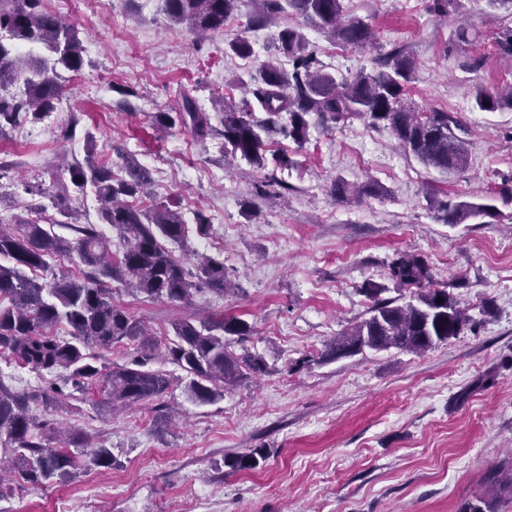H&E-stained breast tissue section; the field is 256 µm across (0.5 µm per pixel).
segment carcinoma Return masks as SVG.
I'll list each match as a JSON object with an SVG mask.
<instances>
[{"instance_id":"obj_1","label":"carcinoma","mask_w":512,"mask_h":512,"mask_svg":"<svg viewBox=\"0 0 512 512\" xmlns=\"http://www.w3.org/2000/svg\"><path fill=\"white\" fill-rule=\"evenodd\" d=\"M237 0H163L165 15L186 24L197 34L224 27ZM259 14L252 23L291 10L317 27L331 40L363 49L375 42L372 27L362 19L343 18L342 0H256ZM42 49L23 51L26 46ZM496 46L512 60V23L500 28ZM275 55L250 79L252 100L236 105L219 98L224 130V151L234 159L266 167L264 138L277 134L303 145L308 140L310 118L329 128L354 119L371 126H388L399 144L425 166L442 172L467 163L462 126L450 113L420 112L406 99L413 79L414 61L399 47L378 55L369 71L336 77L319 65L308 51L305 35L297 28L279 32ZM288 58L283 67L279 56ZM84 66V47L75 25L42 9V0H0V91L19 85L20 93L0 94V136L20 119L39 122L55 109L63 92V73H78ZM256 101L264 116L255 115ZM475 102L482 111L512 110V86L503 93L476 89ZM180 127L194 139L216 134L209 113L202 111L187 92L175 108ZM82 162L65 168L74 193L92 192L100 203L99 223L117 234L121 252L94 224L71 225L77 236L68 239L45 227L38 219L0 224V352L37 373L69 372L76 386L103 382L112 403L137 404L161 396L170 386L167 375L147 367L160 342L139 321L112 302L111 283L118 281L151 301L188 303L207 290L219 297L234 292L224 263L205 257L189 265L175 254L186 249V222L182 213L164 203L134 206L150 181L148 170L126 161L124 175L95 160L93 139ZM495 207L484 203L441 202L436 220L461 224L469 218L493 217ZM60 255L74 258L81 267L76 278L45 280L37 275L49 269L48 260ZM388 277L400 295L383 298L388 288L369 283L363 292L372 299L368 317L333 340L324 359L350 357L366 349L424 352L461 333L471 317L445 288L433 286L427 261L411 252H398L388 265ZM70 328V339L57 336L60 326ZM175 339L164 347L169 362L187 372L184 391L205 404L224 397V391L267 371L263 357L239 354L234 346L253 335L245 320L224 315L199 320L186 316L172 323ZM128 341L137 344L139 359L114 366L106 374L96 365L101 352ZM46 392L17 396L0 384V462L27 482H61L70 478L80 457L96 465L112 463L109 449L88 443L81 434L60 437V447L46 443L47 424L30 414L29 403L50 404ZM264 459L261 448L237 455L225 465L232 470L253 469ZM491 485L512 494V464L503 463L493 473ZM460 512H495L491 500L477 496Z\"/></svg>"}]
</instances>
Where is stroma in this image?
<instances>
[{"mask_svg": "<svg viewBox=\"0 0 512 512\" xmlns=\"http://www.w3.org/2000/svg\"><path fill=\"white\" fill-rule=\"evenodd\" d=\"M162 0H52L48 11L74 24L86 65L69 75L56 109L0 137V224L29 218L31 186L62 178L59 156H85L122 172L135 159L151 174L149 202L177 205L190 230L187 256L222 260L234 293L196 294L192 308L133 295L116 285L114 301L156 337L192 313L235 315L254 334L246 351L268 370L222 399H188L178 366L158 356L152 369L171 385L160 397L112 406L105 393L80 389L67 373L38 374L0 354V383L20 395L59 389L52 408L34 414L104 445L112 464L82 460L53 486L12 481L0 487V512H459L486 493L487 474L512 460V110H480L477 87L512 84V64L496 48L512 18L489 0H343L344 13L369 23L376 43L341 46L294 13L252 25L255 0H237L223 29L197 37L171 23ZM469 38L455 39L458 23ZM300 29L320 65L336 75L371 69L403 48L415 63L407 99L453 113L464 129L465 167L440 172L401 148L392 131L357 120L310 130L296 145L268 139L269 152L293 164L258 169L171 126L158 131L179 88L212 111L213 98L241 100L240 84L273 52L279 31ZM246 37L253 54L227 52ZM73 128V138L62 135ZM379 186L350 205L332 185ZM494 205L496 217L461 224L435 219L437 202ZM422 255L436 286L447 288L476 325L422 354L372 350L326 361V344L362 320L371 305L364 283L387 285L398 252ZM494 373L487 388L476 382ZM250 448L265 459L253 470L226 466Z\"/></svg>", "mask_w": 512, "mask_h": 512, "instance_id": "1", "label": "stroma"}]
</instances>
